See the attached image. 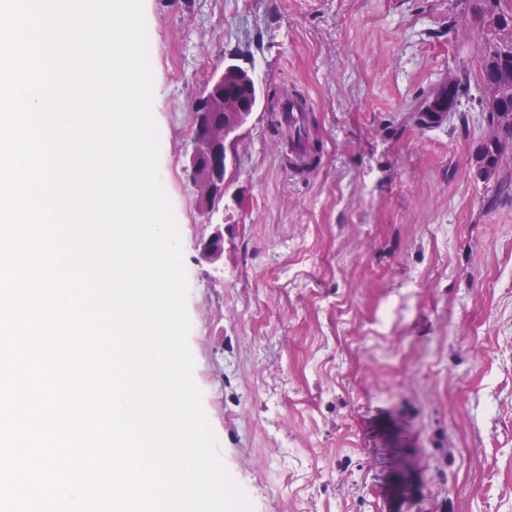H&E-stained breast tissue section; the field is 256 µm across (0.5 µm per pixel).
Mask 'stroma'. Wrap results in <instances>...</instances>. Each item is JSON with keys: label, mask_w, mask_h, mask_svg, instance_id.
I'll list each match as a JSON object with an SVG mask.
<instances>
[{"label": "stroma", "mask_w": 512, "mask_h": 512, "mask_svg": "<svg viewBox=\"0 0 512 512\" xmlns=\"http://www.w3.org/2000/svg\"><path fill=\"white\" fill-rule=\"evenodd\" d=\"M455 0H143L161 182L177 219L193 378L253 512H512V195L475 174L479 90ZM302 92L321 142L293 176L258 109L224 196L220 270L187 170L225 60Z\"/></svg>", "instance_id": "1"}]
</instances>
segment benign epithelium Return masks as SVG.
I'll list each match as a JSON object with an SVG mask.
<instances>
[{
	"label": "benign epithelium",
	"instance_id": "1",
	"mask_svg": "<svg viewBox=\"0 0 512 512\" xmlns=\"http://www.w3.org/2000/svg\"><path fill=\"white\" fill-rule=\"evenodd\" d=\"M243 86L260 90L251 71L227 63L214 70L205 82L194 110V136L188 155L192 184L205 223L212 227L207 239L198 244L199 255L209 265L224 254V194L227 172L235 169V146L249 125L254 109L236 92ZM500 151L512 155V120L493 127Z\"/></svg>",
	"mask_w": 512,
	"mask_h": 512
}]
</instances>
